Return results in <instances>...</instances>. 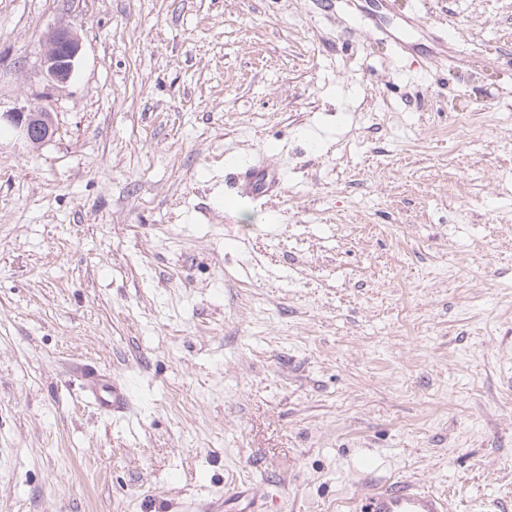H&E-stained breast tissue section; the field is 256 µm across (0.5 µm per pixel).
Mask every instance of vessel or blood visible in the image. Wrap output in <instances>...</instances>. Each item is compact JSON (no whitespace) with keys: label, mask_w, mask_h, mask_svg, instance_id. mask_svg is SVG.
<instances>
[{"label":"vessel or blood","mask_w":512,"mask_h":512,"mask_svg":"<svg viewBox=\"0 0 512 512\" xmlns=\"http://www.w3.org/2000/svg\"><path fill=\"white\" fill-rule=\"evenodd\" d=\"M353 21L364 31L376 32L396 53L412 52L422 22L414 16L392 25L387 21L388 0H348ZM283 174L273 162L262 160L232 168L229 186L241 198L254 201L278 196L283 188ZM81 387L91 403L103 413L121 411L127 401L124 388L91 365L77 373ZM352 512H448L445 497L407 480L380 484L353 500Z\"/></svg>","instance_id":"1"}]
</instances>
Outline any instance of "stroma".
Returning <instances> with one entry per match:
<instances>
[{
  "label": "stroma",
  "mask_w": 512,
  "mask_h": 512,
  "mask_svg": "<svg viewBox=\"0 0 512 512\" xmlns=\"http://www.w3.org/2000/svg\"><path fill=\"white\" fill-rule=\"evenodd\" d=\"M346 2L0 0V111L56 130L0 128V512H349L393 479L512 512V0H398L455 48L427 70ZM259 157L284 193L228 198ZM81 51L78 36L69 29L50 31L40 53L41 73L53 85L68 83L77 66ZM10 124L24 143L37 146L50 141L55 127L49 112L39 106H28L14 112L0 113V124ZM77 376L81 382V388L96 409L112 414L124 408L127 393L124 388L112 383L109 376L91 365L81 367Z\"/></svg>",
  "instance_id": "obj_1"
}]
</instances>
